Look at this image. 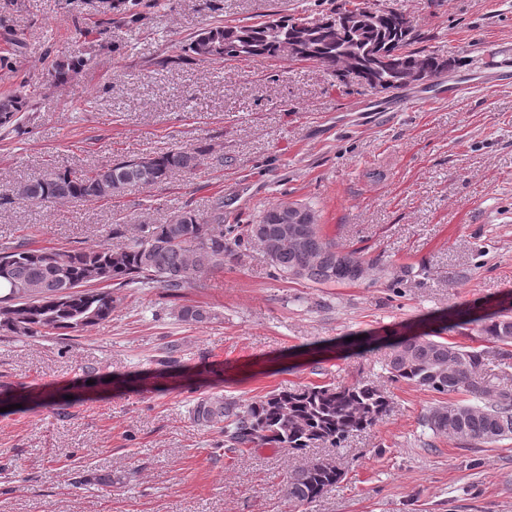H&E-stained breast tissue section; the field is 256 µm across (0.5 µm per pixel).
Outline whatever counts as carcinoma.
I'll return each mask as SVG.
<instances>
[{"mask_svg": "<svg viewBox=\"0 0 512 512\" xmlns=\"http://www.w3.org/2000/svg\"><path fill=\"white\" fill-rule=\"evenodd\" d=\"M108 9L125 6L129 22H137L139 0H104ZM319 18L288 17L276 12L251 24H217L203 28L185 45V58L197 61H258L283 57L322 64L342 80L352 70L364 75L363 85L390 92L405 87L412 71H426L436 78L455 68L453 58H443L414 47L415 26L403 13L372 10L354 0ZM376 12L371 20L370 12ZM347 22L341 31L323 22ZM308 24L306 29L297 23ZM88 59L74 56L56 62L53 77L59 83L86 66ZM31 110V97L15 92L0 97V127L19 123ZM206 151L174 149L123 160L90 170H58L21 182L0 195L7 204L23 199L43 204L58 200H111L127 187L159 185L175 172H192L203 164ZM285 205L265 211L257 224L224 225V200L217 199L208 215L179 210L162 224H139L130 243L110 247L58 251L33 248L26 243L0 250V332L15 337L74 336L112 317L121 296L98 285L124 288H164L175 295L201 275L224 268L235 249L259 245L270 255L277 277L317 285L358 282L370 270L384 269L378 261L355 250H346L323 234L321 225L304 224L301 240L282 232L280 215ZM35 286L20 294L19 286ZM179 317L204 323L212 314L202 306H184ZM448 327L471 323L487 341L504 347L512 344V317L500 313L471 318L457 311L448 315ZM490 351L438 341L426 336H401L393 344L387 368L394 382H406L442 395H462L460 401L436 404L423 416L433 433L480 444L512 438V392L501 391L488 399L481 368ZM390 399L367 383L348 386H302L273 392L242 405L222 395H204L192 407L193 420L206 427L224 423L222 445L242 452L251 448H281L302 454L309 448H339L351 435L367 430L384 416ZM341 473L325 460L311 461L292 471L285 496L297 507L313 501L336 484Z\"/></svg>", "mask_w": 512, "mask_h": 512, "instance_id": "obj_1", "label": "carcinoma"}]
</instances>
